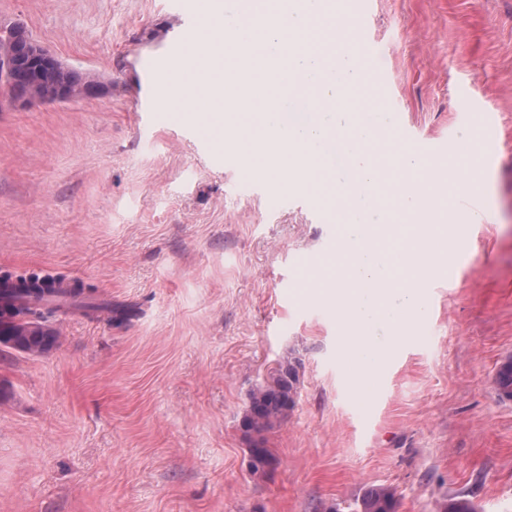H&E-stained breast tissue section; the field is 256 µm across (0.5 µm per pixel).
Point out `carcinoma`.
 <instances>
[{
    "mask_svg": "<svg viewBox=\"0 0 512 512\" xmlns=\"http://www.w3.org/2000/svg\"><path fill=\"white\" fill-rule=\"evenodd\" d=\"M34 38L22 25L0 26V49L8 48V62L0 58V68L8 67L7 80L3 82L10 96L16 97L28 92L37 76H52L57 69L64 70L69 86L82 96H88L99 90V85L74 68L65 65L56 56L43 54L33 45ZM49 275H33L22 278L15 284L4 281L0 288V343L25 354H44L58 340V332L39 323L24 322L22 317L31 313L25 306L30 298L42 299L66 295L69 304L86 311L115 312L124 318L130 313L128 307H112L94 304H81L79 288H41L39 284L50 281ZM272 380L255 386L249 393V405L244 413L240 428L247 440L246 453L257 463L251 465L253 472H264V465L278 463L273 449L268 445L267 434L288 418V413L296 403L297 365L284 361L273 371ZM398 501L387 488L370 489L354 512H397Z\"/></svg>",
    "mask_w": 512,
    "mask_h": 512,
    "instance_id": "cac0c4a2",
    "label": "carcinoma"
}]
</instances>
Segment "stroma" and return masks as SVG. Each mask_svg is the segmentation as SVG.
Listing matches in <instances>:
<instances>
[{
    "instance_id": "35a3bbf8",
    "label": "stroma",
    "mask_w": 512,
    "mask_h": 512,
    "mask_svg": "<svg viewBox=\"0 0 512 512\" xmlns=\"http://www.w3.org/2000/svg\"><path fill=\"white\" fill-rule=\"evenodd\" d=\"M340 68L396 113L372 160L388 185L433 195L455 224L480 179L488 215L470 236L437 234L455 279L408 316L392 290L371 336L375 367L321 298L340 266L304 178L272 188L237 144L203 140L202 112L153 102L165 90L137 58L164 53L193 18L185 0H0L98 94L13 107L0 87V275L62 276L131 307L129 319L43 310L56 346L0 344V512H348L373 487L398 512L471 499L512 512V0H335ZM437 162L425 166L424 152ZM299 363L296 405L269 433L279 463L252 473L239 422L278 362Z\"/></svg>"
}]
</instances>
